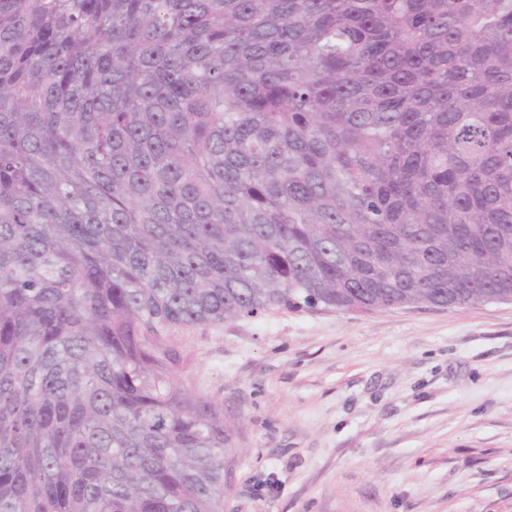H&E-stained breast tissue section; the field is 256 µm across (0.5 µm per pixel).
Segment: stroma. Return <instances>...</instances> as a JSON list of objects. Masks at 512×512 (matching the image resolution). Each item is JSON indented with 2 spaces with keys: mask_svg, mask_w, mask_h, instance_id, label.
<instances>
[{
  "mask_svg": "<svg viewBox=\"0 0 512 512\" xmlns=\"http://www.w3.org/2000/svg\"><path fill=\"white\" fill-rule=\"evenodd\" d=\"M166 342L238 426L224 512H512V302L280 310Z\"/></svg>",
  "mask_w": 512,
  "mask_h": 512,
  "instance_id": "35a3bbf8",
  "label": "stroma"
}]
</instances>
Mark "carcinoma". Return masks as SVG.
Here are the masks:
<instances>
[{
    "label": "carcinoma",
    "mask_w": 512,
    "mask_h": 512,
    "mask_svg": "<svg viewBox=\"0 0 512 512\" xmlns=\"http://www.w3.org/2000/svg\"><path fill=\"white\" fill-rule=\"evenodd\" d=\"M512 299V0H0V512H224L162 333Z\"/></svg>",
    "instance_id": "1"
}]
</instances>
